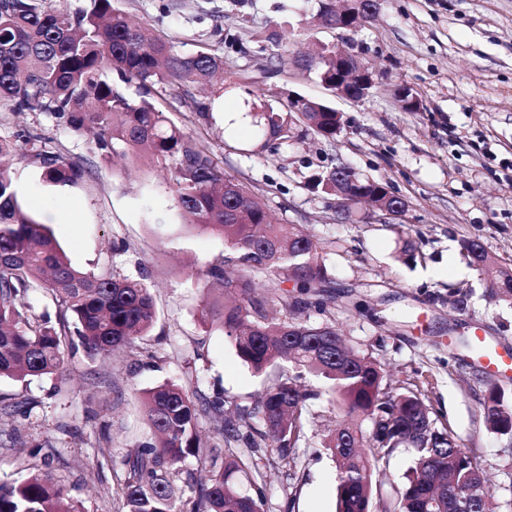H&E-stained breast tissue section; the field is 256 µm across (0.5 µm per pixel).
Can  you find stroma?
<instances>
[{"mask_svg":"<svg viewBox=\"0 0 512 512\" xmlns=\"http://www.w3.org/2000/svg\"><path fill=\"white\" fill-rule=\"evenodd\" d=\"M132 19L171 39L178 51L224 58V74L201 89L165 84V116L204 145L226 177L242 182L275 222L298 224L319 239L331 268L326 314L349 343L372 355L393 380L430 381L440 423L483 461L497 512H512V438L486 430L479 401L488 376L458 344L481 329L512 347V304L491 299L487 284L460 252L479 240L489 256L512 265V0H384L375 17L342 46L376 76L358 102L332 96L300 61L335 32L312 25L315 0H119ZM272 40H264V33ZM284 54V66L270 65ZM407 88L420 108L407 112ZM326 100L343 114L336 138L308 134L280 155L257 154L250 131L224 126L245 102L277 104L282 91ZM224 109L200 118L199 102ZM41 136L47 151L83 167L77 184L55 187L22 139ZM0 140L15 149L10 174L26 213L47 225L82 271L111 268L144 279L157 319L150 335L107 358L78 351L64 381L0 379V402L35 401L31 416L0 415V432L18 444L0 447V479L25 477L29 449L52 455L53 475L84 512H117L119 462L148 434L143 390L170 379L221 397L225 412L248 404L277 375L257 374L235 354L223 331L204 325L207 269L224 256L223 238L184 224L169 190L171 163L123 160L94 152L85 133L40 112L20 114L0 102ZM348 164L405 199L402 222L348 223L335 197L313 191L309 178ZM415 261L399 258L405 240ZM470 287L464 304L449 289ZM308 444L299 467H267V512H334L336 469L320 441L331 413L312 401Z\"/></svg>","mask_w":512,"mask_h":512,"instance_id":"stroma-1","label":"stroma"}]
</instances>
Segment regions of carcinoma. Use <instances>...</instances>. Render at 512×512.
<instances>
[{
  "instance_id": "carcinoma-1",
  "label": "carcinoma",
  "mask_w": 512,
  "mask_h": 512,
  "mask_svg": "<svg viewBox=\"0 0 512 512\" xmlns=\"http://www.w3.org/2000/svg\"><path fill=\"white\" fill-rule=\"evenodd\" d=\"M333 0H320L314 19L336 21ZM335 48L319 46L306 68L321 83L336 84L329 63ZM224 70L209 52L183 54L151 26L130 22L114 0H86L74 11L51 9L46 0H0V102L16 112H41L74 131L93 132L105 157L149 152L172 161L174 202L185 224L224 238V258L207 271L220 290L207 317L232 341L237 357L263 372L280 362L288 371L251 404L224 412L196 390L166 381L142 392L151 436L123 456L118 512H265L267 482L258 461L297 467L294 450L307 440L309 402L322 399L336 410L324 437L336 464V512H495L480 456L464 448L426 403L424 386L392 381L383 365L346 344L333 322L299 320L308 308L327 310L330 283L319 241L295 224H274L266 206L243 184L224 177L210 152L171 124L156 100L157 86L172 81L206 85ZM306 119L327 139L336 137V109L311 101ZM254 139L289 138L296 112L265 105L248 109ZM41 177L54 186L77 183L84 169L43 149L40 136L25 135ZM10 145L0 141V378L63 375L66 356L120 351L147 335L156 313L148 286L104 268L75 269L43 224L30 218L3 162ZM313 186L336 194V169L318 173ZM478 271L494 261L476 239L462 242ZM293 280L299 296L283 284ZM38 294L55 309L34 313ZM492 297L512 302V268L496 270ZM280 304L282 314L271 306ZM313 377L322 387L306 384ZM209 417L221 436L224 466L215 468L216 446L201 439L199 418ZM485 428L512 437V402L496 384L482 403ZM411 448L414 466L400 486L386 487L397 451ZM208 462V481L196 479L189 459ZM41 458L43 472L23 480H0V512H81ZM245 478L253 493L240 490ZM195 493L186 507L177 480ZM463 490L474 494L466 501Z\"/></svg>"
}]
</instances>
